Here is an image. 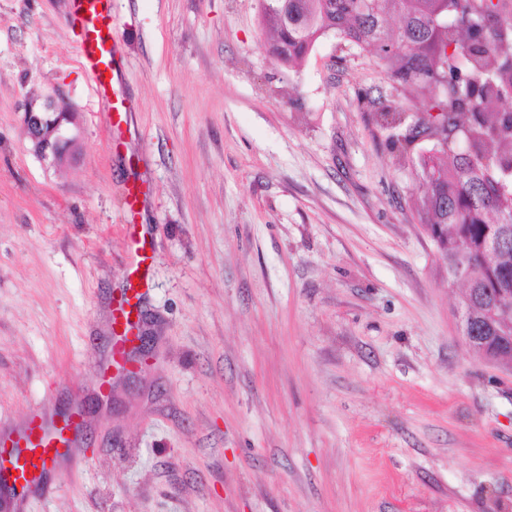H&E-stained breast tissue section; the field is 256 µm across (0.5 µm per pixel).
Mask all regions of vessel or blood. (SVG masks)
<instances>
[{"label": "vessel or blood", "instance_id": "obj_1", "mask_svg": "<svg viewBox=\"0 0 512 512\" xmlns=\"http://www.w3.org/2000/svg\"><path fill=\"white\" fill-rule=\"evenodd\" d=\"M112 0H72L70 27L76 36L79 62L87 72L96 98L108 108V132L120 139L127 108L121 93V72L116 62L117 40L112 31ZM147 237L142 225L128 227L126 264L135 285L112 299L110 351L99 364L98 390L110 391L124 373L143 366L136 356L138 324L131 318V303L140 299L148 280ZM86 414L82 403L72 402L61 413L49 408L29 410L18 425L0 430V489L16 502H24L42 491L55 466L76 457L84 440Z\"/></svg>", "mask_w": 512, "mask_h": 512}]
</instances>
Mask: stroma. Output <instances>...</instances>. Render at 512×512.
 <instances>
[{"label": "stroma", "instance_id": "1", "mask_svg": "<svg viewBox=\"0 0 512 512\" xmlns=\"http://www.w3.org/2000/svg\"><path fill=\"white\" fill-rule=\"evenodd\" d=\"M70 0H0V428L76 396L85 460L23 512H512V370L364 96L422 112L366 50L296 68L259 0H113L130 129L77 62ZM74 112L64 164L21 106ZM144 191L150 356L99 405L127 195Z\"/></svg>", "mask_w": 512, "mask_h": 512}]
</instances>
